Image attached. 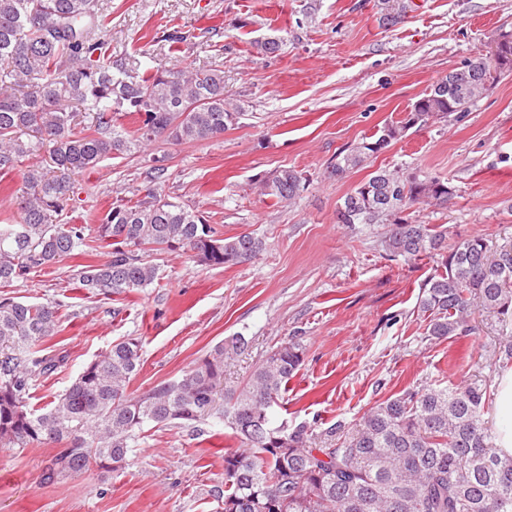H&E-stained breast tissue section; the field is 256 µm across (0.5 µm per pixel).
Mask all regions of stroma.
<instances>
[{
  "label": "stroma",
  "instance_id": "obj_1",
  "mask_svg": "<svg viewBox=\"0 0 512 512\" xmlns=\"http://www.w3.org/2000/svg\"><path fill=\"white\" fill-rule=\"evenodd\" d=\"M112 53L140 69L224 72V97L244 116L222 136L176 144L161 138L145 151L101 162L75 177L67 206L73 224L96 227L117 200L154 189L201 213L224 237L252 232L264 252L232 267H208L182 251L152 256L158 277L112 298L76 288L80 266L97 254L67 258L0 288V297L61 305L62 330L46 350L67 364L39 379L31 404L62 394L112 342L142 343L129 384L139 395L177 379L217 344L234 351L224 384L249 378L266 355L295 340L305 362L288 382L276 419L325 429L357 422L375 401L425 384L495 385L490 355L512 336L486 310L470 333L425 334L420 287L435 262L390 256L383 224L337 223L344 196L379 168L447 179L445 206L415 204L403 218L448 229L449 240L480 234L496 250L512 246V71L458 120L414 127L366 167L336 179L329 163L412 104L466 61L488 55L512 31V0H412L397 25L382 24L377 0H101ZM180 31L179 42L165 41ZM278 35V55L256 39ZM167 171L156 178L154 157ZM290 167L306 179L293 205L260 195L256 180ZM236 442L223 424L195 430L146 427L115 472L91 470L43 482L56 448L0 444V512H221L224 451Z\"/></svg>",
  "mask_w": 512,
  "mask_h": 512
}]
</instances>
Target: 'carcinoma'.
<instances>
[{"instance_id":"obj_1","label":"carcinoma","mask_w":512,"mask_h":512,"mask_svg":"<svg viewBox=\"0 0 512 512\" xmlns=\"http://www.w3.org/2000/svg\"><path fill=\"white\" fill-rule=\"evenodd\" d=\"M380 20L396 25L404 0H378ZM498 62L476 58L450 71L416 100L411 118L387 124L336 155L329 175L343 178L377 157L407 130L462 117L490 89L492 67L512 70V34ZM253 45L275 56L282 40ZM112 59L99 0H0V172L18 170L27 191L18 197L19 220L0 224V288L31 270L95 248L82 224L60 217L74 193V176L106 159L132 155L160 137L201 142L224 134L244 113L226 106L224 72L184 70L136 74ZM139 116L132 132L120 119ZM47 152L48 169L38 161ZM305 189L301 174L282 168L260 183L261 194L292 203ZM453 191L438 177H403L379 168L336 210L339 224H386V250L408 259L441 257L442 271L422 286L427 335L470 331L475 306L512 323V247L491 252L474 235L448 243V230L411 224L399 213L415 203L446 205ZM112 247L108 259L84 265L77 288L121 295L147 288L157 267L153 251L180 250L211 267L258 258L264 241L251 233L220 238L189 205L153 191L112 204L95 228ZM58 307L0 299V443L25 448L59 444L44 481L93 468L115 471L151 424L195 428L218 419L240 443L224 451V512H512V456L493 447L485 422L487 385L429 384L375 402L358 423L324 431L329 446L305 424L276 425L271 409L304 361L296 341L284 342L250 379L224 388V346L172 381L127 392L141 366L142 344L125 338L89 362L50 406L30 408L36 382L62 367L65 357L42 353L60 327ZM493 361L512 364V339Z\"/></svg>"}]
</instances>
